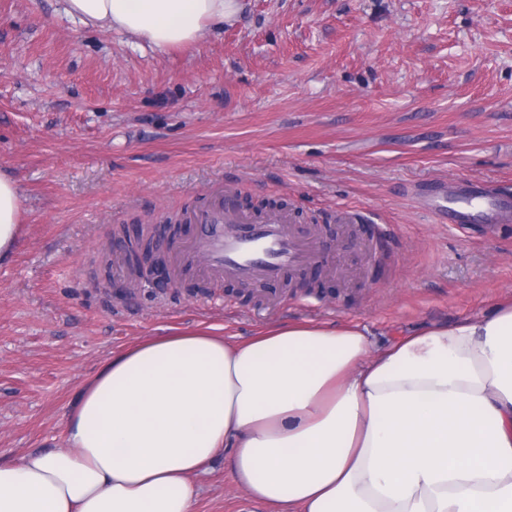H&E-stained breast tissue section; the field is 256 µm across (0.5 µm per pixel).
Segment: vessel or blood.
<instances>
[{"label": "vessel or blood", "mask_w": 512, "mask_h": 512, "mask_svg": "<svg viewBox=\"0 0 512 512\" xmlns=\"http://www.w3.org/2000/svg\"><path fill=\"white\" fill-rule=\"evenodd\" d=\"M428 207L451 224L476 218L488 225L512 222V206L471 180L462 181L453 194L433 197ZM194 220L200 231L181 246L179 254L185 261L201 259L198 273L208 280H231L259 290L320 260L316 231H299L287 210L248 214L235 206L230 192L221 189Z\"/></svg>", "instance_id": "b4317fda"}]
</instances>
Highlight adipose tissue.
I'll return each mask as SVG.
<instances>
[{
	"mask_svg": "<svg viewBox=\"0 0 512 512\" xmlns=\"http://www.w3.org/2000/svg\"><path fill=\"white\" fill-rule=\"evenodd\" d=\"M157 50L232 21L239 0H65ZM21 194L0 174V257ZM66 450L0 463V512H193L225 456L273 512H512V301L374 348L353 324L275 323L245 341L176 332L112 354Z\"/></svg>",
	"mask_w": 512,
	"mask_h": 512,
	"instance_id": "adipose-tissue-1",
	"label": "adipose tissue"
}]
</instances>
